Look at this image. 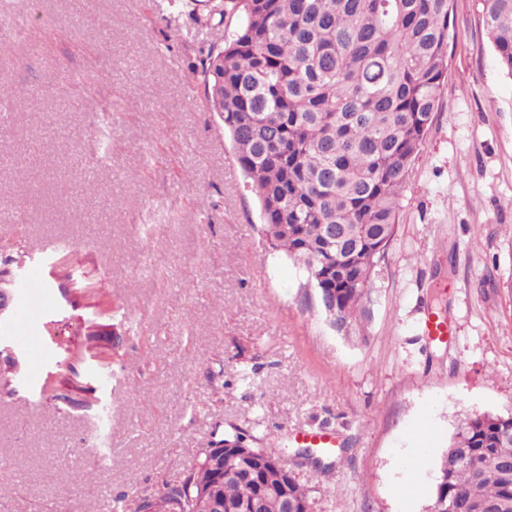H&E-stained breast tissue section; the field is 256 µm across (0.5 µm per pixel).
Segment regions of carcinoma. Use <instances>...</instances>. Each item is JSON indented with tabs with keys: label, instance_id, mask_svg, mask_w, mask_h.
Segmentation results:
<instances>
[{
	"label": "carcinoma",
	"instance_id": "obj_1",
	"mask_svg": "<svg viewBox=\"0 0 512 512\" xmlns=\"http://www.w3.org/2000/svg\"><path fill=\"white\" fill-rule=\"evenodd\" d=\"M451 0H216L199 50L209 109L250 180L272 251L329 295L330 324L365 343L376 265L393 239L400 196L447 70ZM500 68L512 76V0H482ZM458 448L470 449L460 461ZM512 415L459 419L440 458L429 512L483 504L512 512ZM193 485L238 512L263 486L285 487L296 512L308 489L284 460L260 465L227 449L224 472L199 455ZM176 489L150 512H171Z\"/></svg>",
	"mask_w": 512,
	"mask_h": 512
}]
</instances>
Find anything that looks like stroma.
Instances as JSON below:
<instances>
[{
  "instance_id": "stroma-1",
  "label": "stroma",
  "mask_w": 512,
  "mask_h": 512,
  "mask_svg": "<svg viewBox=\"0 0 512 512\" xmlns=\"http://www.w3.org/2000/svg\"><path fill=\"white\" fill-rule=\"evenodd\" d=\"M213 39L170 0H0V89L25 90L0 106V269L24 257L45 285L39 324L12 332L17 367L0 362V512L135 507L235 429L312 512H427L458 417L512 414V77L479 0H452L359 345L268 246L207 107ZM300 433L336 446L299 457Z\"/></svg>"
}]
</instances>
